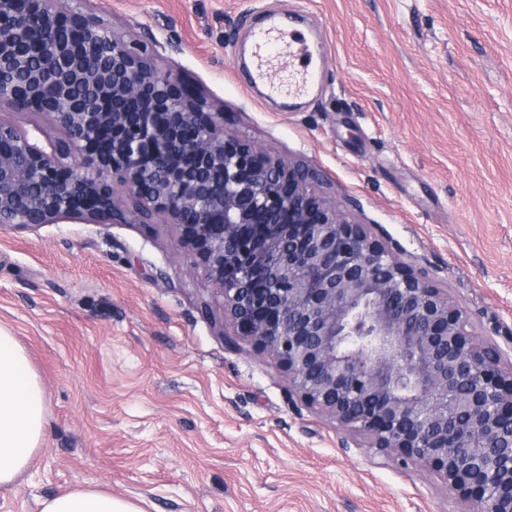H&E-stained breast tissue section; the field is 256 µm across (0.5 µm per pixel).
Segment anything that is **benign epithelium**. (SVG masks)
I'll use <instances>...</instances> for the list:
<instances>
[{
  "label": "benign epithelium",
  "mask_w": 512,
  "mask_h": 512,
  "mask_svg": "<svg viewBox=\"0 0 512 512\" xmlns=\"http://www.w3.org/2000/svg\"><path fill=\"white\" fill-rule=\"evenodd\" d=\"M55 2L0 0V104L65 133L47 151L0 121V231L70 219L177 226L224 318L288 374L290 395L383 457L423 465L477 512H512V365L500 345L311 194L313 170L225 134L224 113ZM33 19L74 38L36 41Z\"/></svg>",
  "instance_id": "benign-epithelium-1"
}]
</instances>
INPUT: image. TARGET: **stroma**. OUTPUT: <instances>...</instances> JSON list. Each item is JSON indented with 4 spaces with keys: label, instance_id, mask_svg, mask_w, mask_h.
I'll list each match as a JSON object with an SVG mask.
<instances>
[{
    "label": "stroma",
    "instance_id": "35a3bbf8",
    "mask_svg": "<svg viewBox=\"0 0 512 512\" xmlns=\"http://www.w3.org/2000/svg\"><path fill=\"white\" fill-rule=\"evenodd\" d=\"M227 133L318 170L316 193L512 348V0H78ZM292 17L322 83L269 99L238 78L249 32ZM164 224L0 232V328L45 393L30 468L0 512L76 487L144 512H461L288 392Z\"/></svg>",
    "mask_w": 512,
    "mask_h": 512
}]
</instances>
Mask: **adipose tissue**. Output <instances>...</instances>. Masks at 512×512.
<instances>
[{
  "instance_id": "1",
  "label": "adipose tissue",
  "mask_w": 512,
  "mask_h": 512,
  "mask_svg": "<svg viewBox=\"0 0 512 512\" xmlns=\"http://www.w3.org/2000/svg\"><path fill=\"white\" fill-rule=\"evenodd\" d=\"M45 427V395L24 350L0 329V490L12 489L29 467ZM41 512H141L103 490L73 488Z\"/></svg>"
}]
</instances>
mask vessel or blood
I'll return each mask as SVG.
<instances>
[{
    "mask_svg": "<svg viewBox=\"0 0 512 512\" xmlns=\"http://www.w3.org/2000/svg\"><path fill=\"white\" fill-rule=\"evenodd\" d=\"M253 68L248 75L252 85H262L275 96H301L314 87L320 77V69L314 62L305 63L303 69L285 79L274 78L271 60L280 55H294L295 40L286 38L285 30L276 16H268L265 25L250 35Z\"/></svg>",
    "mask_w": 512,
    "mask_h": 512,
    "instance_id": "vessel-or-blood-1",
    "label": "vessel or blood"
}]
</instances>
